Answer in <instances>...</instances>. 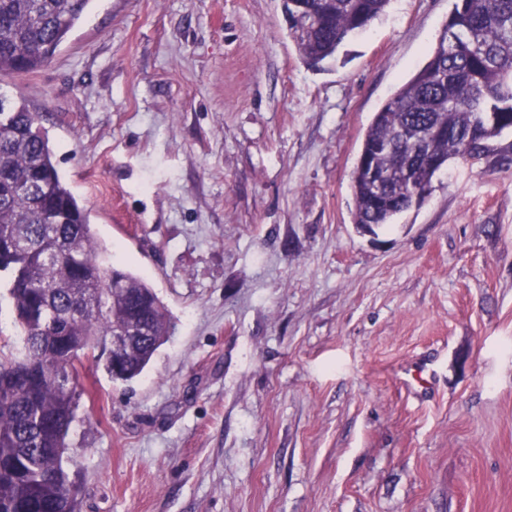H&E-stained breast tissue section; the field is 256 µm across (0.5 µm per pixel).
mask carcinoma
Returning a JSON list of instances; mask_svg holds the SVG:
<instances>
[{
	"label": "carcinoma",
	"instance_id": "1",
	"mask_svg": "<svg viewBox=\"0 0 512 512\" xmlns=\"http://www.w3.org/2000/svg\"><path fill=\"white\" fill-rule=\"evenodd\" d=\"M91 0H0V75L47 65ZM390 0H284L302 59L319 66ZM512 129V0H455L426 62L374 114L351 174L353 222L380 227L413 207L440 168L481 158ZM89 215L57 169L23 96L0 92V272L19 342L0 348V512H76L63 467L80 393L75 360L134 324L114 379L139 376L169 335L154 289L100 260ZM123 282L112 289V277Z\"/></svg>",
	"mask_w": 512,
	"mask_h": 512
}]
</instances>
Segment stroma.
<instances>
[{"label": "stroma", "instance_id": "obj_1", "mask_svg": "<svg viewBox=\"0 0 512 512\" xmlns=\"http://www.w3.org/2000/svg\"><path fill=\"white\" fill-rule=\"evenodd\" d=\"M454 0H391L323 68L280 0H92L22 94L107 263L173 329L84 362L77 512H512V131L375 234L351 173Z\"/></svg>", "mask_w": 512, "mask_h": 512}]
</instances>
